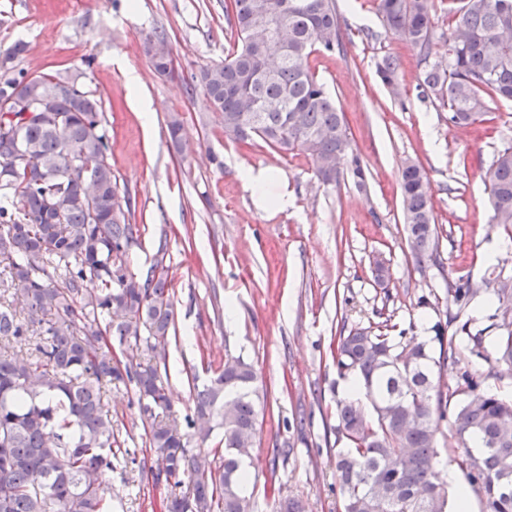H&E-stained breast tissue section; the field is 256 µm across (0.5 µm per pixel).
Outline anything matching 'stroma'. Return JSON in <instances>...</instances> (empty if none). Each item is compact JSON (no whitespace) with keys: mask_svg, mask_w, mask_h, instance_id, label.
<instances>
[{"mask_svg":"<svg viewBox=\"0 0 512 512\" xmlns=\"http://www.w3.org/2000/svg\"><path fill=\"white\" fill-rule=\"evenodd\" d=\"M336 6L347 52L313 54L309 65L342 108L367 179L357 185L347 172L327 188L305 156L226 140L203 89H189L192 73L223 63L235 46L224 0H0V58L24 41L14 68L84 69L86 89L102 102L112 169L138 229L131 268L146 273L159 257L169 269L179 339L169 346L167 391L177 418L194 409L188 377L205 384L226 354L243 355L257 371L266 403L248 462L255 512H276L270 477L306 512L342 510L333 467L345 445L335 415L346 385L336 369L341 328L386 321L430 337L436 323L457 316L486 341L481 355L449 366L442 384L457 388L467 372L512 398L493 344L512 314V298L499 294L512 288V225L497 223L486 181L494 156L512 144V101L489 102L473 124L449 123L447 108L421 94L416 49L386 33L374 0ZM156 28L175 59L165 75L145 50ZM386 54L400 63L398 100L375 72ZM130 72L138 88L129 87ZM141 99L152 107L147 126ZM173 116L182 126L176 143L167 127ZM409 158L427 173L437 228L439 262L423 268L401 209L400 169ZM251 170L287 183V210L256 205L244 179ZM379 263L387 271L381 284ZM459 286L477 291L463 308L449 294ZM104 402L115 434L135 452L133 462L114 459L104 477L112 512H164L171 487L153 480L160 460L145 444L148 416L123 387Z\"/></svg>","mask_w":512,"mask_h":512,"instance_id":"stroma-1","label":"stroma"}]
</instances>
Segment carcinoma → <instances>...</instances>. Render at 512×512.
Returning <instances> with one entry per match:
<instances>
[{
  "instance_id": "obj_1",
  "label": "carcinoma",
  "mask_w": 512,
  "mask_h": 512,
  "mask_svg": "<svg viewBox=\"0 0 512 512\" xmlns=\"http://www.w3.org/2000/svg\"><path fill=\"white\" fill-rule=\"evenodd\" d=\"M282 7L287 51L279 58L256 16ZM431 9V0H376L384 29L426 64L422 93L448 108L454 124L475 122L488 97L512 101V0H465L446 37L448 56L434 61ZM224 16L236 49L190 83L203 88L224 137L303 154L324 186L347 170L364 184L343 112L309 67L314 53L346 52L336 0H226ZM148 44L155 71L164 73L167 35L155 28ZM376 73L401 95L396 57L382 56ZM80 77L19 71L0 83V101L16 94L38 108L35 116L0 111V512H111L103 480L117 439L102 398L119 385L132 387L153 419L146 435L161 459L156 480L177 487L186 478L192 486L189 496L170 493L166 512H253L245 460L260 415L257 372L229 355L208 384L193 387L186 427L204 439L218 426L224 463L189 456V434L168 414L163 376L177 339L167 270L158 259L144 276L131 271L136 225L112 170L100 102L81 83L76 95L60 89ZM487 177L497 223L512 224V144L498 151ZM400 181L422 268L436 260L426 172L408 160ZM389 331L381 323L338 336L337 368L359 381L357 397L336 402V433L347 443L335 460L343 512H449L448 487L435 477L444 452L482 512H512V400L479 388L467 371L463 398L440 387L448 364L467 351L481 354L484 330L465 323L466 337L447 336L438 323L426 341ZM18 340L30 345L26 360L11 353ZM110 340L141 341L151 358L124 363ZM496 343L497 362L512 375V330Z\"/></svg>"
}]
</instances>
